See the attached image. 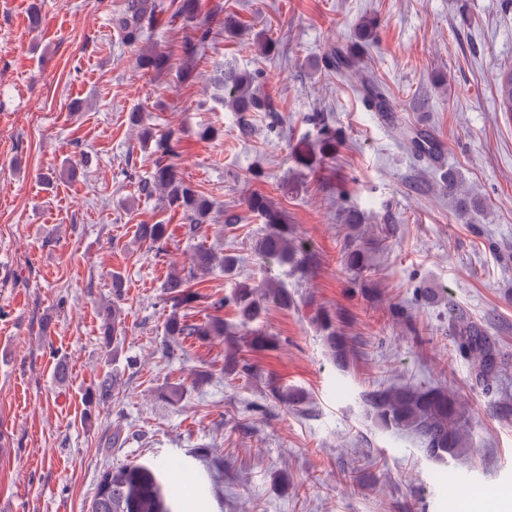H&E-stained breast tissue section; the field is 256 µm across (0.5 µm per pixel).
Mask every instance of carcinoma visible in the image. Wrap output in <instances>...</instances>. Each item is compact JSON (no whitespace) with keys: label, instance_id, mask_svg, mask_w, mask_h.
<instances>
[{"label":"carcinoma","instance_id":"cac0c4a2","mask_svg":"<svg viewBox=\"0 0 512 512\" xmlns=\"http://www.w3.org/2000/svg\"><path fill=\"white\" fill-rule=\"evenodd\" d=\"M173 17L186 22L197 18L201 11L200 0H174ZM155 15L153 0H124L122 8L112 15V27L121 39L130 46H137L144 40L146 30L151 27ZM212 34L210 27L202 25L195 37L182 44L185 66L179 77L185 78L189 73L188 64L205 47ZM325 65L338 75H344L356 67L357 61L351 51L331 48L325 54ZM138 70L145 74L160 73L169 69L170 58L155 48L140 49L135 58ZM259 74L246 71L226 69L220 65L214 70L212 98L231 112L245 115L249 112H273L271 98L258 84ZM496 88L502 109L512 112V70L501 74L496 79ZM364 102L378 112L391 111L385 93L374 80L364 81L361 89ZM130 122L142 128L143 140H154L156 154L154 172L148 179L138 182L140 194L151 197L159 195L162 207L181 215L185 224L184 235L190 240L204 237V229L211 212V203L196 187L180 178L174 159L176 150L173 132L153 134L151 128L144 126L143 113L133 111ZM404 144L419 155L434 160L441 154L440 145L433 135L419 128L400 130ZM448 193L461 196L465 207L477 210L480 201L463 194L458 179L448 177ZM247 209L259 216L265 229L254 241V251L269 263L289 265L296 270L305 268L309 254L296 236L293 225L285 222V216L263 194L255 192L247 200ZM363 218L353 213L348 223L357 230L360 244L349 245L344 252L345 268L359 276L371 270L368 243H379V239L366 236L369 228L362 226ZM138 240L155 251L160 258L165 255V245L171 236L169 225L139 224L135 231ZM238 258L232 254L217 257V253L203 245L194 248L188 266L170 271L163 285L162 302L171 309L166 322V335L179 340L196 336L202 340L210 336H223L228 346L224 355V375L233 378L249 379L254 376V366L241 356V347L250 349H271L276 347V338L267 336L258 330H251L240 338L230 331L224 322L214 319L197 323L187 319V314L179 310L192 308L201 295L194 290L195 283L215 267L224 269V275H236ZM112 293L109 302L100 311L103 320L105 347H110L111 337L118 335L124 323L123 299L125 278L119 272L112 274ZM292 302L288 290L278 284L261 283L251 285L238 283L232 296L222 298L214 305L218 308L226 304L234 307L241 325L257 321L265 309V304L274 303L286 308ZM322 337L337 364L347 366L353 360L354 339L343 336L336 328V316L319 312L315 316ZM448 331L452 336L456 350L466 354L471 360V373L475 381L487 384L497 377L499 371L497 351L488 336L477 324L469 321L456 308L448 307ZM116 390L115 380L107 376L89 390L90 399L98 404H105ZM269 395L285 406H299L305 397L295 391L281 386L269 389ZM364 404L375 421L385 429L393 431H410L420 441L427 457L441 459L462 453L466 447V436L461 433L462 412L456 398L448 390L432 386H379L365 392ZM92 512H170L161 492L158 479L153 470L140 467H121L103 474L99 482Z\"/></svg>","mask_w":512,"mask_h":512}]
</instances>
